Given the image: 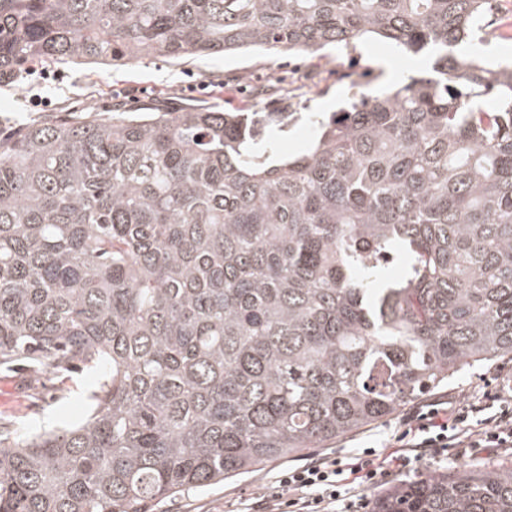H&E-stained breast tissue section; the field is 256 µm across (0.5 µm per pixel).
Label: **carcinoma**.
Instances as JSON below:
<instances>
[{
	"instance_id": "obj_1",
	"label": "carcinoma",
	"mask_w": 512,
	"mask_h": 512,
	"mask_svg": "<svg viewBox=\"0 0 512 512\" xmlns=\"http://www.w3.org/2000/svg\"><path fill=\"white\" fill-rule=\"evenodd\" d=\"M493 2L0 0V83L368 36L431 63L310 117L292 154L288 105L0 137V373H97L77 423L18 442L0 421V512H154L512 356V65L456 53ZM375 512H512V467ZM310 129V125L305 121L291 125L288 127V132L278 134L277 140L280 149L286 152L294 151L299 146L301 139L308 135Z\"/></svg>"
}]
</instances>
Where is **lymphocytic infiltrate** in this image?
Here are the masks:
<instances>
[{"label": "lymphocytic infiltrate", "mask_w": 512, "mask_h": 512, "mask_svg": "<svg viewBox=\"0 0 512 512\" xmlns=\"http://www.w3.org/2000/svg\"><path fill=\"white\" fill-rule=\"evenodd\" d=\"M396 448L350 457L320 456L283 470L256 507L245 512H370L368 490L419 472L425 459L479 450H512V383L483 405L446 406L431 399L403 416Z\"/></svg>", "instance_id": "lymphocytic-infiltrate-1"}]
</instances>
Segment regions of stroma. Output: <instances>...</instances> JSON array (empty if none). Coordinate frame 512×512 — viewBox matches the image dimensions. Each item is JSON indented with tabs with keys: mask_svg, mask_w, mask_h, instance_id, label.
<instances>
[{
	"mask_svg": "<svg viewBox=\"0 0 512 512\" xmlns=\"http://www.w3.org/2000/svg\"><path fill=\"white\" fill-rule=\"evenodd\" d=\"M419 63L395 53L381 43L368 42L327 56L300 53L245 52L228 57H185L173 62L146 57L118 68L65 64L57 80L22 75L0 85V131L8 132L37 121L56 119L75 110L90 109L111 116L114 102L137 106L154 98L170 99L172 105L200 103L227 110L272 109L289 102L305 112H333L350 97V85L360 81L379 90L418 72ZM272 84L276 95L258 96L256 88ZM48 101L40 110L31 97ZM512 376V359L501 358L467 369L448 384L433 390L436 398H462L482 404L496 391L501 378ZM91 388L84 373L46 375L34 379L22 374L0 375V416L24 417L28 430L51 429L60 422L79 421ZM392 415L357 432L324 444L322 451L341 457L363 448L384 446L399 427ZM298 457L271 462L242 476L203 489L182 493L161 502L157 512H238L242 502L260 500L278 471L298 464ZM512 465V453L493 456L437 457L426 459L423 476L452 474L473 467Z\"/></svg>",
	"mask_w": 512,
	"mask_h": 512,
	"instance_id": "1",
	"label": "stroma"
}]
</instances>
